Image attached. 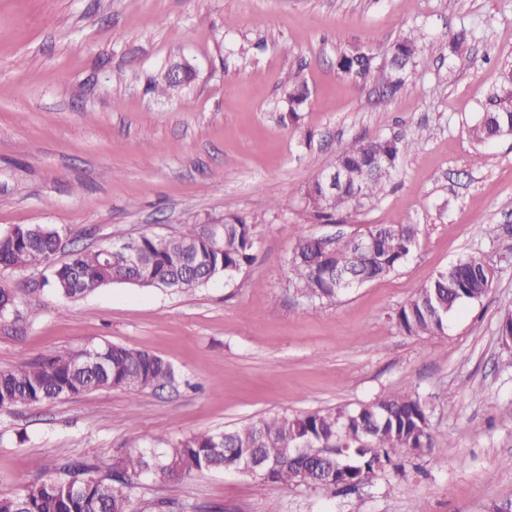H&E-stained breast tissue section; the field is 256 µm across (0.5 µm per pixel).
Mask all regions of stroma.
<instances>
[{
    "label": "stroma",
    "instance_id": "35a3bbf8",
    "mask_svg": "<svg viewBox=\"0 0 512 512\" xmlns=\"http://www.w3.org/2000/svg\"><path fill=\"white\" fill-rule=\"evenodd\" d=\"M434 46L394 98L336 66L340 51L391 47L414 28ZM472 32L470 53L449 39ZM187 61L173 97L151 80ZM512 73V0H0V234L58 230L65 261L144 233L173 235L225 215L255 224L253 264L188 293L114 284L71 301L44 269H0L15 303L0 318V369L112 342L155 353L184 383L138 397L109 389L0 412V496L60 459L114 455L155 434L176 442L265 415L353 408L387 392L430 405L432 445L354 494L280 487L236 472L190 479L143 474L133 512H487L512 499V135L473 165L467 132ZM310 97L291 122L285 87ZM413 141L379 200L342 224L311 223L304 185L357 139ZM412 224L413 256L332 305L288 288L296 233L351 235ZM481 253L487 295L442 335L411 336L397 308L438 271Z\"/></svg>",
    "mask_w": 512,
    "mask_h": 512
}]
</instances>
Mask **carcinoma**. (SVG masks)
<instances>
[{"label":"carcinoma","mask_w":512,"mask_h":512,"mask_svg":"<svg viewBox=\"0 0 512 512\" xmlns=\"http://www.w3.org/2000/svg\"><path fill=\"white\" fill-rule=\"evenodd\" d=\"M433 49L416 29L391 49L389 93L397 95L416 59ZM468 53L467 33L448 43V55ZM374 70V57H356L348 77L366 83ZM193 74L183 66L181 80L163 73L151 82L161 96L179 92ZM308 86L294 82L288 87L290 118L307 101ZM512 115V75L502 80L487 98L483 112L468 133L479 147L497 139L496 132ZM413 147L399 138L358 139L345 147L331 168L338 170L336 190L328 191L314 178L304 190L309 217L316 224H340L366 207L384 191L399 159ZM58 231L40 225L16 226L0 235V266L30 269L51 268V286L60 296L75 300L104 286L142 282L145 288L189 292L212 279L234 276L253 260L256 228L245 217L224 216V229L215 241L201 234L196 224H185L176 236L143 234L138 241L139 263L104 256L95 249H74L68 261L53 263L58 251ZM374 242L360 250L354 237L337 235L326 245L299 234L288 258L289 285L316 305L334 304L350 287L342 280L365 283L396 272L411 257L417 237L412 224H373L359 233ZM494 270L480 255H468L436 276L395 314L399 327L412 336H438L459 305L482 300L493 281ZM106 362L79 365L74 352H52L32 362L0 370V411L18 406H37L63 397H75L106 389H120L136 398L172 385L177 372L162 357L139 349L105 342L95 346ZM429 409L419 396L384 393L354 409L330 408L313 413L277 414L257 418L222 433L208 431L177 443L157 435L150 447L118 458L108 474L97 463L70 458L59 463L54 474L25 486L10 496H0V512H130L128 488L141 474L154 469L175 478L198 472L239 470L252 458L251 476L280 486L296 482L330 491L351 492L375 473L376 462L395 458L431 445Z\"/></svg>","instance_id":"cac0c4a2"}]
</instances>
